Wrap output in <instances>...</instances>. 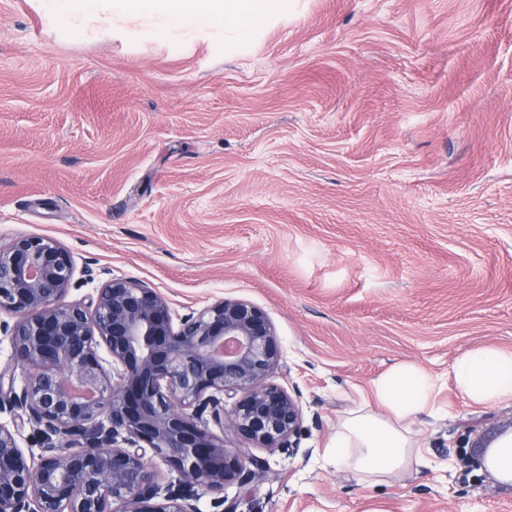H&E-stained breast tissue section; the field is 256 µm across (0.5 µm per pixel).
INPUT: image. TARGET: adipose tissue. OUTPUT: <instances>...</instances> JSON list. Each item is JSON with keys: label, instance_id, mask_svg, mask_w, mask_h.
Listing matches in <instances>:
<instances>
[{"label": "adipose tissue", "instance_id": "obj_1", "mask_svg": "<svg viewBox=\"0 0 512 512\" xmlns=\"http://www.w3.org/2000/svg\"><path fill=\"white\" fill-rule=\"evenodd\" d=\"M292 0H114L117 11L137 16L147 28L158 17L190 26L221 21L239 35L262 29L272 13L287 11ZM462 396L473 404L512 401V354L495 348L469 351L454 365ZM437 386L422 369L401 365L373 383L374 403H363L342 422L326 453L337 463L369 477L392 474L420 448L411 425L430 405Z\"/></svg>", "mask_w": 512, "mask_h": 512}]
</instances>
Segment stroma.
<instances>
[{
    "label": "stroma",
    "instance_id": "1",
    "mask_svg": "<svg viewBox=\"0 0 512 512\" xmlns=\"http://www.w3.org/2000/svg\"><path fill=\"white\" fill-rule=\"evenodd\" d=\"M0 0V245L58 241L67 301L107 278L173 316L241 299L299 390L300 453L255 449L237 512H512L487 467L512 401L467 402L465 352H512V0H298L220 24ZM437 382L421 459L379 483L324 454L373 382Z\"/></svg>",
    "mask_w": 512,
    "mask_h": 512
}]
</instances>
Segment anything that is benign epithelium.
I'll return each mask as SVG.
<instances>
[{"instance_id":"obj_1","label":"benign epithelium","mask_w":512,"mask_h":512,"mask_svg":"<svg viewBox=\"0 0 512 512\" xmlns=\"http://www.w3.org/2000/svg\"><path fill=\"white\" fill-rule=\"evenodd\" d=\"M73 276L51 238L0 246V313L15 317L0 321V512H200L199 487L237 512L224 489L263 479L266 463L197 419L210 413L251 448L298 451L300 395L267 381L280 362L268 318L226 298L175 320L154 289L116 278L66 302ZM27 427L39 448L21 445ZM148 449L178 483L158 479Z\"/></svg>"}]
</instances>
